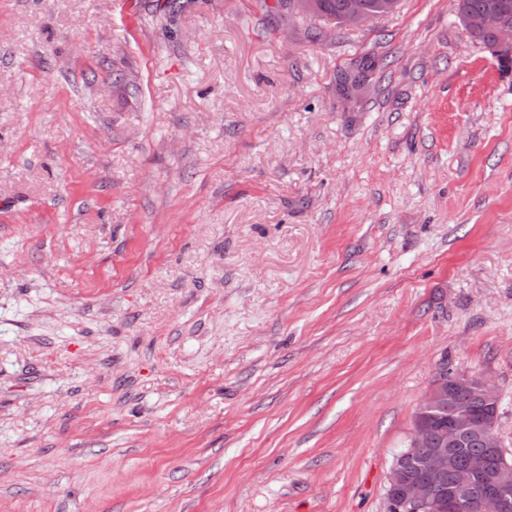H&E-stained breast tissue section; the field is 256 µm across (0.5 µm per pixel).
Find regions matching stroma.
<instances>
[{
	"label": "stroma",
	"mask_w": 512,
	"mask_h": 512,
	"mask_svg": "<svg viewBox=\"0 0 512 512\" xmlns=\"http://www.w3.org/2000/svg\"><path fill=\"white\" fill-rule=\"evenodd\" d=\"M309 24L0 0V512H386L443 361L512 452V69Z\"/></svg>",
	"instance_id": "stroma-1"
}]
</instances>
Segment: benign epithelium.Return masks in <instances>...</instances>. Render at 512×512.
<instances>
[{"label": "benign epithelium", "instance_id": "benign-epithelium-1", "mask_svg": "<svg viewBox=\"0 0 512 512\" xmlns=\"http://www.w3.org/2000/svg\"><path fill=\"white\" fill-rule=\"evenodd\" d=\"M466 22L474 33L494 35L486 47L496 57L512 44V22L497 11L471 14ZM459 393L470 395L483 411L460 403ZM499 404L496 388L483 376L463 370L450 377L448 364H439L390 466L386 512H512V458L495 433ZM436 416L448 420V433L438 441L433 440ZM475 437L488 455L470 457L462 469L454 449Z\"/></svg>", "mask_w": 512, "mask_h": 512}]
</instances>
